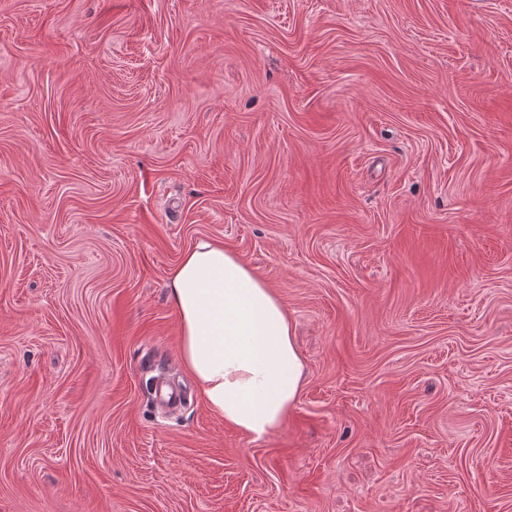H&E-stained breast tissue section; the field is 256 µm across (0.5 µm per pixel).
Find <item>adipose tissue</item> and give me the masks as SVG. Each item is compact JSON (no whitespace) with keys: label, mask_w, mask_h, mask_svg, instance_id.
Wrapping results in <instances>:
<instances>
[{"label":"adipose tissue","mask_w":512,"mask_h":512,"mask_svg":"<svg viewBox=\"0 0 512 512\" xmlns=\"http://www.w3.org/2000/svg\"><path fill=\"white\" fill-rule=\"evenodd\" d=\"M179 357L211 411L255 440L286 421L303 362L288 311L234 253L200 242L169 276Z\"/></svg>","instance_id":"adipose-tissue-1"}]
</instances>
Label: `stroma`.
Segmentation results:
<instances>
[{
  "label": "stroma",
  "instance_id": "obj_1",
  "mask_svg": "<svg viewBox=\"0 0 512 512\" xmlns=\"http://www.w3.org/2000/svg\"><path fill=\"white\" fill-rule=\"evenodd\" d=\"M202 240L294 327L261 440L179 358ZM0 512H512V0H0Z\"/></svg>",
  "mask_w": 512,
  "mask_h": 512
}]
</instances>
